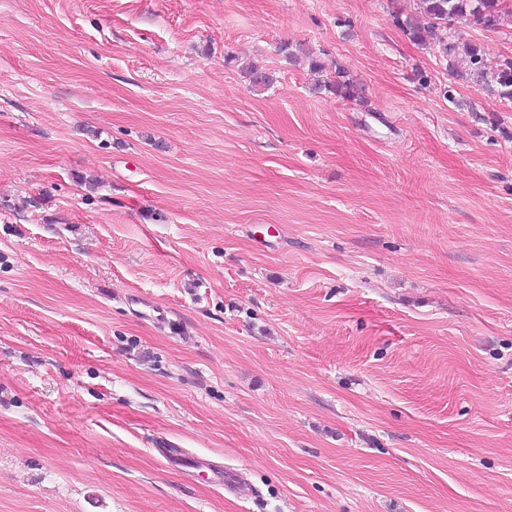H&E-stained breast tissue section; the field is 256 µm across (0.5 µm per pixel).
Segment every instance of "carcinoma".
<instances>
[{"mask_svg":"<svg viewBox=\"0 0 512 512\" xmlns=\"http://www.w3.org/2000/svg\"><path fill=\"white\" fill-rule=\"evenodd\" d=\"M419 9L418 17L395 16L396 24L413 41L437 47L439 55L448 62V69L456 76L464 78L472 75L485 83L492 82L500 88L503 97L512 99V58L492 64L475 44L466 45L464 56L460 58L453 42L436 38L439 28L449 27L456 21L483 30H497L504 17L512 15V3L507 0H419ZM282 52L286 60L292 63L305 60L312 71H326V65L301 43L295 46L287 43L283 45ZM250 74L252 85L257 90H264L275 81L274 75L259 65L251 66ZM318 89L342 99L362 100V88L347 78V71L340 67L318 83Z\"/></svg>","mask_w":512,"mask_h":512,"instance_id":"carcinoma-1","label":"carcinoma"}]
</instances>
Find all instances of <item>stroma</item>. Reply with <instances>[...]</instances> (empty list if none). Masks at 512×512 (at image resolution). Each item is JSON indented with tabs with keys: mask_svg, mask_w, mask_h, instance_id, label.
<instances>
[{
	"mask_svg": "<svg viewBox=\"0 0 512 512\" xmlns=\"http://www.w3.org/2000/svg\"><path fill=\"white\" fill-rule=\"evenodd\" d=\"M416 8L0 0V512H512V101ZM281 51L285 54V58L289 63H296L301 60H305L308 62L311 71L317 73L326 72V65L314 56L313 52L305 48L302 43L295 44V47L292 44H284ZM347 77V71L336 67L334 73L331 71L330 76L326 75V78L318 83V90H326L342 99L361 101L362 88L357 82Z\"/></svg>",
	"mask_w": 512,
	"mask_h": 512,
	"instance_id": "1",
	"label": "stroma"
}]
</instances>
